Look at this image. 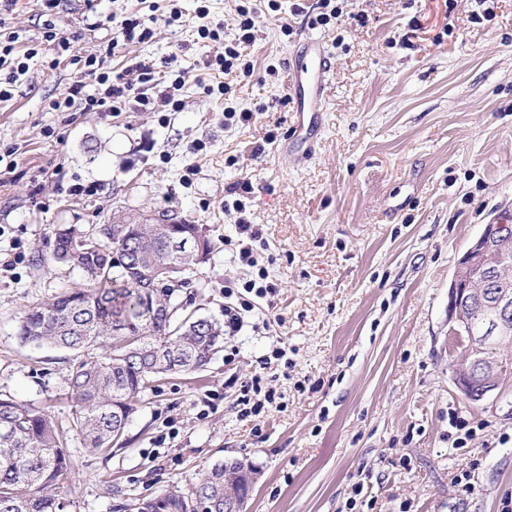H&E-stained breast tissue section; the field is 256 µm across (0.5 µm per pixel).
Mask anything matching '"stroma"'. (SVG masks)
<instances>
[{
    "mask_svg": "<svg viewBox=\"0 0 512 512\" xmlns=\"http://www.w3.org/2000/svg\"><path fill=\"white\" fill-rule=\"evenodd\" d=\"M234 34L238 0H162L150 40L119 37L138 0H61L52 17L73 47L58 66L38 55L0 101V396L69 426L72 353L37 349L15 333L28 307L83 284L52 260L54 229L133 220L163 209L200 225L212 252L176 299L223 319L225 281L245 278L226 238L230 185L252 183L246 216L260 225L274 296L204 370L154 380L135 401L123 445L91 452L69 439L73 474L64 512H134L137 499L191 493L214 462L236 457L257 481L245 512H502L512 497V375L500 393L467 401L452 375L462 341L448 332V284L491 213L512 203V0H337L313 26L319 0L259 4L251 78L229 100L207 91L223 52L199 39L195 10ZM182 16L171 20V9ZM38 0L0 9V31L38 43ZM292 35H284L281 22ZM323 41L332 69L308 158L288 151L290 69L300 41ZM105 68L153 65L183 74L176 112H56L78 75L73 56ZM252 112L224 125V104ZM83 192H75V185ZM288 350L256 416L235 409L240 383L273 348ZM475 433L453 439L450 413ZM470 474L473 494L454 476ZM355 508H348V501Z\"/></svg>",
    "mask_w": 512,
    "mask_h": 512,
    "instance_id": "1",
    "label": "stroma"
}]
</instances>
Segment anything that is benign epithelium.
I'll list each match as a JSON object with an SVG mask.
<instances>
[{
    "label": "benign epithelium",
    "mask_w": 512,
    "mask_h": 512,
    "mask_svg": "<svg viewBox=\"0 0 512 512\" xmlns=\"http://www.w3.org/2000/svg\"><path fill=\"white\" fill-rule=\"evenodd\" d=\"M142 222L147 224L149 235L168 239L174 252L179 254L185 249L187 255L195 254L199 259L205 254V235L198 232L174 234L168 224L154 215L143 217ZM181 271L182 268L174 264L151 269L142 300L154 314L170 319L182 310L181 305L160 298L154 291L156 282L169 284L174 289L183 287ZM511 272L512 225L498 224L493 218L459 259L448 287V315L454 335L469 332L472 317L484 320L488 312L494 313L486 335L466 338L454 370L456 387L472 403H479L500 389L501 366L512 362V353L493 359L486 355L487 347L512 338V294L505 290L492 293L486 284L493 277L501 279Z\"/></svg>",
    "instance_id": "7a95c632"
}]
</instances>
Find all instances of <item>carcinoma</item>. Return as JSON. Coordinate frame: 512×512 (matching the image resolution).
Segmentation results:
<instances>
[{
	"instance_id": "cac0c4a2",
	"label": "carcinoma",
	"mask_w": 512,
	"mask_h": 512,
	"mask_svg": "<svg viewBox=\"0 0 512 512\" xmlns=\"http://www.w3.org/2000/svg\"><path fill=\"white\" fill-rule=\"evenodd\" d=\"M134 224H103L96 231L61 225L52 259L80 269L88 285L66 289L25 311L17 336L36 348L76 353L70 387L76 403L73 430L84 448L103 450L133 413V401L158 374L194 372L224 343V325L189 316L184 322L152 314L141 292L153 260L168 259L166 239L141 249ZM120 245L126 263H112ZM128 326L127 336L112 335V325ZM108 348L100 356L96 349ZM71 475L70 452L54 419L11 397L0 398V512H62L58 489ZM138 512H224V463L201 477L191 497L167 490L142 499Z\"/></svg>"
}]
</instances>
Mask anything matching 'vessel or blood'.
Returning <instances> with one entry per match:
<instances>
[{"mask_svg":"<svg viewBox=\"0 0 512 512\" xmlns=\"http://www.w3.org/2000/svg\"><path fill=\"white\" fill-rule=\"evenodd\" d=\"M301 61L290 76L291 104L298 135L290 142L292 152L310 155L314 133L319 128L325 82L331 71L329 56L321 41L304 39Z\"/></svg>","mask_w":512,"mask_h":512,"instance_id":"vessel-or-blood-1","label":"vessel or blood"}]
</instances>
